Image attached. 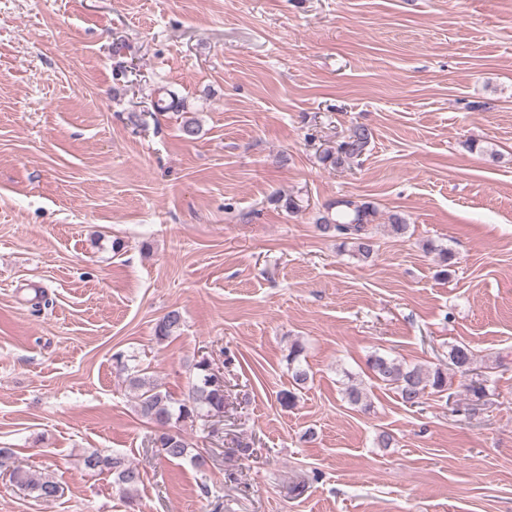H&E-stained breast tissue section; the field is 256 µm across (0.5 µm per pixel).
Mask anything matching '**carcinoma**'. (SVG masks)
Listing matches in <instances>:
<instances>
[{
	"label": "carcinoma",
	"mask_w": 512,
	"mask_h": 512,
	"mask_svg": "<svg viewBox=\"0 0 512 512\" xmlns=\"http://www.w3.org/2000/svg\"><path fill=\"white\" fill-rule=\"evenodd\" d=\"M157 112L185 109L184 103L176 99L175 94L162 86L158 88V99L154 102ZM371 130L365 125H357L350 135L339 144L324 150L322 160L331 166L354 159L370 143ZM336 211L320 216L316 227L320 232L350 245L357 255L368 258L375 251L368 224L373 221L375 208L369 201L341 200L335 202ZM182 325V316L177 310L164 314L155 325V337L162 342L176 335ZM472 351L468 346L455 345L449 352L452 365L460 372L465 371L472 362ZM369 369L375 378L393 387L403 403L415 407L421 404L426 391L431 389L442 392L448 385V374L439 368L427 370L420 366L404 367L395 360L373 355L368 360ZM196 382L192 384L186 397L176 399L160 390L150 378L134 373L129 377V385L135 392L136 412L146 422L154 425L155 434L152 445L158 448V455L168 459H181L188 456L190 444L183 434L181 426L209 417L224 415V375L213 373L207 359L194 364ZM84 468L90 471L108 468L116 474V481L126 493L137 490L143 481L141 470L126 464L118 457L102 454L98 450L87 453L83 458ZM13 477L17 484L44 500L57 497L58 484L48 477L35 478L25 471L14 469Z\"/></svg>",
	"instance_id": "obj_1"
}]
</instances>
